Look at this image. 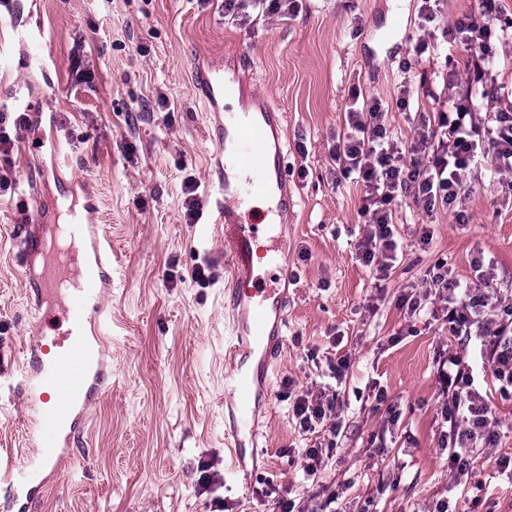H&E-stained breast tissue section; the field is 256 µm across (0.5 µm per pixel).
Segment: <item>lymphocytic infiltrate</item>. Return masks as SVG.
I'll list each match as a JSON object with an SVG mask.
<instances>
[{
    "mask_svg": "<svg viewBox=\"0 0 512 512\" xmlns=\"http://www.w3.org/2000/svg\"><path fill=\"white\" fill-rule=\"evenodd\" d=\"M417 55L431 54L432 73L443 87L433 100L438 108L422 116L420 132L409 144L395 139L381 100L349 107L347 134L331 149L343 177H356L365 188L362 212L366 225L357 242L360 261L386 276L397 259L399 243L390 206L412 198L423 215L419 241L431 243L432 223L445 209L455 223L469 221L467 190L482 160H492L512 190V85L495 60L492 41L512 45V10L505 0H480L478 10L444 23L445 0H419ZM299 0H224V13L239 25L255 17H288L299 13ZM29 113H0V198L14 190L16 178L9 156L13 132L28 128ZM474 281L456 278L447 259L437 260L420 284L408 285L400 304L408 316L432 304L448 325L457 345L438 356L436 375L441 398L439 446L448 453L453 483L468 476L474 455L497 448L503 426L493 404L480 390L492 385L501 399L512 400V296L493 286L495 274L482 259L472 262ZM480 345V363L464 353L471 341ZM341 402L326 388L298 395L293 413L303 432L316 441L305 449L306 476H316L324 455L337 446Z\"/></svg>",
    "mask_w": 512,
    "mask_h": 512,
    "instance_id": "lymphocytic-infiltrate-1",
    "label": "lymphocytic infiltrate"
}]
</instances>
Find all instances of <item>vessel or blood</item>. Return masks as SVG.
Wrapping results in <instances>:
<instances>
[{"label": "vessel or blood", "mask_w": 512, "mask_h": 512, "mask_svg": "<svg viewBox=\"0 0 512 512\" xmlns=\"http://www.w3.org/2000/svg\"><path fill=\"white\" fill-rule=\"evenodd\" d=\"M195 81L208 106L223 104L229 89L223 69L200 71ZM282 129V112L261 98L224 113L216 207L231 277L224 300L234 317L225 351L224 396L232 404L227 445L236 463L246 443L257 438L256 408L269 391L288 321L291 278L282 229L296 203L288 190ZM261 195L270 205L255 219L251 203ZM98 209L90 196L81 209H70L65 223L42 224L29 213L18 226L38 304L62 306L68 321L63 334L37 330L21 349L19 386L40 398L31 415L34 455L0 470V491L21 512H28L42 486L67 461L87 409L106 380V355L95 347L112 329V311L105 302L112 287V243L91 220ZM260 263L273 267L269 281L255 276Z\"/></svg>", "instance_id": "obj_1"}]
</instances>
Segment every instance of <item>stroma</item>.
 Wrapping results in <instances>:
<instances>
[{
  "mask_svg": "<svg viewBox=\"0 0 512 512\" xmlns=\"http://www.w3.org/2000/svg\"><path fill=\"white\" fill-rule=\"evenodd\" d=\"M417 0H304L294 17L250 26L225 21L222 0H13L0 13V110L28 112L11 155L18 183L37 188L46 213L62 199L101 201L96 221L112 241L110 379L90 405L67 472L39 494L32 512H279L285 494L314 488L300 451L310 442L293 416L292 393L334 386L326 356L342 338L352 356L343 434L320 483L341 491L343 512L373 497L375 512H415L447 494L453 512L471 498L512 512V484L493 456H478L467 483L451 486L438 446L436 358L448 345L440 317L407 318L398 299L439 257L473 279L477 255L494 261L496 283L512 293V200L492 163L479 169L465 203L468 226L438 212L432 243H418L421 214L393 205L402 257L378 279L357 257L363 189L337 180L329 151L344 130L351 91L388 106L390 128L416 137L432 100L418 93L429 68L418 61ZM34 35L28 43L26 35ZM41 52V66L28 54ZM81 59L92 82L76 81ZM237 72L285 114L290 191L297 201L285 232L297 293L271 396L258 414L257 452L228 474L224 435V354L230 315L223 225L212 221L218 190V118L193 82L195 67ZM415 93L394 103L401 83ZM166 93L173 109L145 112ZM67 145L52 158L41 137ZM198 185L203 216L187 223L183 185ZM21 194L0 199V463L29 451L15 350L40 316L16 226ZM213 280L196 283V267ZM385 391L377 404L376 391ZM400 413L393 441L370 448L387 405Z\"/></svg>",
  "mask_w": 512,
  "mask_h": 512,
  "instance_id": "1",
  "label": "stroma"
}]
</instances>
